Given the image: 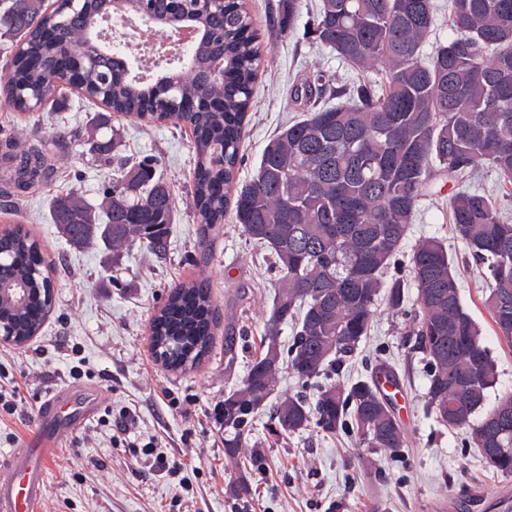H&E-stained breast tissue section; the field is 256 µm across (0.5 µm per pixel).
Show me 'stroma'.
Returning <instances> with one entry per match:
<instances>
[{
	"instance_id": "1",
	"label": "stroma",
	"mask_w": 512,
	"mask_h": 512,
	"mask_svg": "<svg viewBox=\"0 0 512 512\" xmlns=\"http://www.w3.org/2000/svg\"><path fill=\"white\" fill-rule=\"evenodd\" d=\"M304 0L292 29L281 30L280 0H247L266 49L254 86L255 108L241 144L240 181H247L270 138L305 114L288 92L315 72L332 87H349L356 72L336 51L304 29ZM102 106L66 90L38 112L0 107V132L23 144L56 140L55 171L31 190L0 196V229L16 223L35 232L55 273L54 303L39 334L23 345L0 342V373L14 376L26 403L22 416L0 413V451H17L37 433L38 410L54 389L95 385L102 392L96 420L65 436L47 474L40 512H495L499 493H512V475L493 473L468 429H451L430 414L422 354L414 351L410 314L378 304L374 326L339 369L301 384L281 369L272 401L303 395L318 385L351 384L387 365L401 387L395 413L406 445L399 454L367 447L352 432L324 435L316 428L284 434L271 423V408L255 416L248 446L237 461L224 454V432L213 408L236 388L263 352L262 336L281 273L269 251L246 240L232 216L219 229L203 230L189 202L193 182L191 131L113 116L117 157L151 156L170 190L176 221L166 259L132 246L120 257L97 244L70 247L52 224L51 198L74 191L91 204L102 199L106 169L89 150L92 119ZM447 178L433 181L398 257L407 262L420 239L443 241L453 258L461 299L480 326L499 382L489 400L512 390V344L501 339L484 305V270L469 258L449 220ZM208 277L220 323L208 354L194 367L173 370L155 357L150 325L176 286ZM136 419L133 443L117 441L112 421L122 412ZM163 454L164 469H149L148 454Z\"/></svg>"
}]
</instances>
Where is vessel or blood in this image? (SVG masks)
<instances>
[{
  "label": "vessel or blood",
  "mask_w": 512,
  "mask_h": 512,
  "mask_svg": "<svg viewBox=\"0 0 512 512\" xmlns=\"http://www.w3.org/2000/svg\"><path fill=\"white\" fill-rule=\"evenodd\" d=\"M98 407L96 391L69 387L43 401L35 440L11 456H0V512H40L57 441L90 422Z\"/></svg>",
  "instance_id": "obj_1"
}]
</instances>
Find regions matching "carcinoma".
<instances>
[{
	"label": "carcinoma",
	"mask_w": 512,
	"mask_h": 512,
	"mask_svg": "<svg viewBox=\"0 0 512 512\" xmlns=\"http://www.w3.org/2000/svg\"><path fill=\"white\" fill-rule=\"evenodd\" d=\"M44 0H14L0 18L15 39L10 72L0 79V103L20 113L58 100L68 85L65 71L78 51L86 65L74 84L97 99L107 113L93 130L111 125L112 115L170 121L192 131L195 154L191 208L208 230L232 209L251 241L270 250L283 275L276 285L264 336V351L239 387L224 396L221 421L228 457L247 445L258 406L269 398L282 367L302 384L342 362L368 336L379 297L400 310L407 288H416L414 347L427 365L428 407L437 421L470 431L473 447H490L489 420L505 426L501 445L512 448V394L490 404L498 373L480 326L463 306L453 260L435 237L421 240L408 262V277H385L414 224L434 172L460 184L449 200L457 238L474 260L486 265L485 306L499 335L512 342V221L499 196L512 198V0H451L448 35L437 29L433 0H321L309 24L316 40L350 66L381 75L348 89L335 108L317 102L329 87L324 75L310 76L290 99L305 97L308 113L266 145L251 179L237 183L240 148L253 84L265 50L255 34L246 0H225L206 9L196 0H156L163 19L179 11L224 36V80L209 70L214 48L196 42L186 60L160 66L142 83L126 73L112 44L90 35L92 19L138 15V0H85L78 8L59 3L60 24L48 26ZM112 138L91 143L103 166L114 162ZM0 156L12 160L3 182L24 191L41 185L50 169L48 141L27 147L0 140ZM116 163V162H114ZM481 171L494 175L501 195L471 186ZM50 217L75 245L101 242L120 257L143 243L166 256L175 210L166 184L151 161L127 167L120 161L93 208L72 193L57 194ZM41 242L20 226L0 236V319L17 336L39 333L51 305V283ZM292 326V344L282 356L280 326ZM218 313L204 279L173 289L154 315L153 350L173 369L206 355ZM279 430L296 433L313 425L325 434L355 430L370 448L398 452L403 429L392 404L374 381L320 388L315 404L302 396L280 401Z\"/></svg>",
	"instance_id": "carcinoma-1"
}]
</instances>
